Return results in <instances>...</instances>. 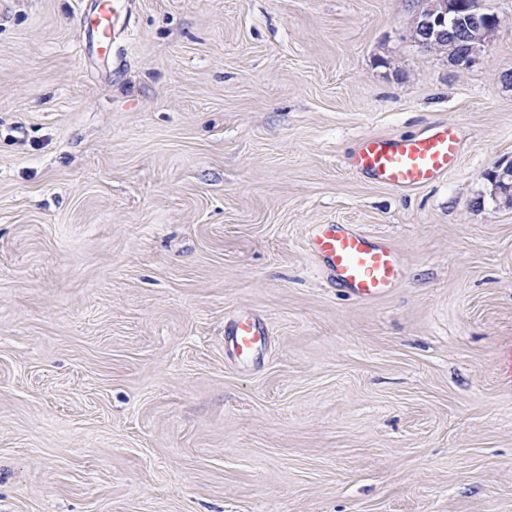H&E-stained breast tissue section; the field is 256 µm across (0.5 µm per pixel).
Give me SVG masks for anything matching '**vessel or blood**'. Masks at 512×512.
<instances>
[{"mask_svg":"<svg viewBox=\"0 0 512 512\" xmlns=\"http://www.w3.org/2000/svg\"><path fill=\"white\" fill-rule=\"evenodd\" d=\"M112 0H96L88 32L93 44L110 51L115 38ZM463 136L458 126L436 124L409 137H369L353 157L354 166L375 181L397 189L420 187L454 168L461 157ZM312 252L323 260L332 277L360 298L395 287L402 275L398 254L348 224L318 225L310 239ZM265 332L255 320H237L227 333L238 358L259 354Z\"/></svg>","mask_w":512,"mask_h":512,"instance_id":"vessel-or-blood-1","label":"vessel or blood"}]
</instances>
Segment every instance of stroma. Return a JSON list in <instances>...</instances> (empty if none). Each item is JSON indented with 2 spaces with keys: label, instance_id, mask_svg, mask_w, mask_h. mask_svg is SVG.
Returning a JSON list of instances; mask_svg holds the SVG:
<instances>
[{
  "label": "stroma",
  "instance_id": "stroma-1",
  "mask_svg": "<svg viewBox=\"0 0 512 512\" xmlns=\"http://www.w3.org/2000/svg\"><path fill=\"white\" fill-rule=\"evenodd\" d=\"M90 3L0 0V512H512V0L463 70L418 0H119L108 56ZM438 122L437 182L352 168ZM319 224L400 283L338 288ZM490 195L502 207L512 208V159H502L495 163L489 174ZM310 249L332 277L359 298L381 295L401 279L398 254L349 224H319ZM265 332L255 320L241 318L227 333L230 350L240 359L255 358L264 341Z\"/></svg>",
  "mask_w": 512,
  "mask_h": 512
}]
</instances>
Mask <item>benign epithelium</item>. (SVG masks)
I'll list each match as a JSON object with an SVG mask.
<instances>
[{
    "label": "benign epithelium",
    "mask_w": 512,
    "mask_h": 512,
    "mask_svg": "<svg viewBox=\"0 0 512 512\" xmlns=\"http://www.w3.org/2000/svg\"><path fill=\"white\" fill-rule=\"evenodd\" d=\"M500 25L499 17L486 9L481 0H425L424 10L415 16L411 39L423 51L447 52L448 44L462 34L465 54L448 52L456 66H472L488 46ZM490 195L502 207L512 208V159L495 163L489 174Z\"/></svg>",
    "instance_id": "1"
}]
</instances>
